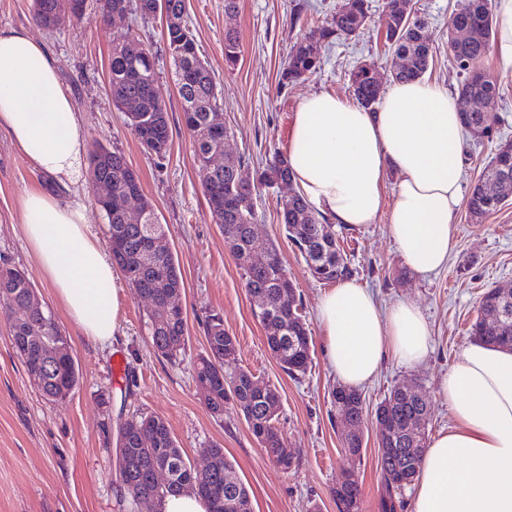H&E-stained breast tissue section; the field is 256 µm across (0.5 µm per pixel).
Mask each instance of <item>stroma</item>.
Listing matches in <instances>:
<instances>
[{"label":"stroma","instance_id":"stroma-1","mask_svg":"<svg viewBox=\"0 0 512 512\" xmlns=\"http://www.w3.org/2000/svg\"><path fill=\"white\" fill-rule=\"evenodd\" d=\"M342 0H186L187 20L203 57L210 63L223 98L224 123L231 132L227 152L265 165L285 153L292 116L307 96L328 92L351 98L349 73L373 65L389 83L394 53L385 41L384 0H370L371 15L355 38L323 48L320 73L278 91V74L303 30L304 20L330 16ZM458 0H410L411 15L426 24L432 61L428 81L456 91L461 75L448 58V20ZM0 27L28 31L55 59L62 86L81 112L88 144L121 149L140 177L145 196L157 210L166 242L184 279L182 305L188 340L178 360L154 353L145 303L129 287L119 292L117 332L109 346L86 339L55 297L24 233L22 202L26 193L47 190L49 175L36 169L0 132V266L23 270L43 305L67 336L79 368V384L64 401L44 400L28 380L25 366L9 339L12 313L0 306V512H121L122 489L112 464L117 425L141 415L162 418L186 458L202 464V450L220 445L234 463L251 500L252 512H338L332 490L347 470L362 484L359 512H382L383 479L372 422L362 428L363 453L352 459L343 447L348 430L336 415L333 393L338 381L324 352L317 306L327 283L308 271L285 237L277 216L291 193L288 186L262 189L256 199V231L279 249L297 286L311 330V363L305 375L285 373L266 345V330L253 313L241 272L218 224L212 220L195 164L190 136L182 123V103L171 71V54L160 19L130 17L103 24L94 19L49 32L33 19L32 0H0ZM237 32L240 53L234 67L224 63V34ZM135 39L156 57L157 91L169 116L170 149L165 159L146 155L112 104L109 62L120 36ZM482 68L500 83L488 110L495 119L492 138L465 137L462 195H469L499 140H512V66L488 52ZM456 247L444 267L425 278L404 273L389 231V214L375 223L342 227L344 248L355 278L381 308L401 300L422 310L430 329V353L406 366L386 359L380 373L361 387L367 410L388 390L415 381L429 403V435L448 430L453 419L439 396V382L459 351L470 344L468 329L480 312L487 288L512 284V200L482 220L459 206L453 221ZM219 312L226 331L237 339L234 368L252 372L280 395L277 425L296 453L291 470L267 460L244 418L226 408L215 420L193 378L194 365L206 351L210 311ZM125 356L121 383L111 374L115 352Z\"/></svg>","mask_w":512,"mask_h":512}]
</instances>
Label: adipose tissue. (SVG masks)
Wrapping results in <instances>:
<instances>
[{
  "mask_svg": "<svg viewBox=\"0 0 512 512\" xmlns=\"http://www.w3.org/2000/svg\"><path fill=\"white\" fill-rule=\"evenodd\" d=\"M0 128L61 189L85 183L86 128L61 86L45 46L0 28ZM286 160L292 181L328 222L375 223L389 230L403 265L426 277L445 265L456 242L463 123L456 96L418 78L392 83L377 108L329 93L304 98L293 115ZM395 175L392 205L383 189ZM24 235L42 271L84 336L100 345L116 333L119 278L90 232L82 197L33 191L23 199ZM326 354L339 382L356 389L393 357L416 365L429 328L418 306L381 309L355 279L318 304ZM456 425L425 448L412 512H512V352L466 345L439 385Z\"/></svg>",
  "mask_w": 512,
  "mask_h": 512,
  "instance_id": "adipose-tissue-1",
  "label": "adipose tissue"
}]
</instances>
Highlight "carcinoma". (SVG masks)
<instances>
[{"mask_svg":"<svg viewBox=\"0 0 512 512\" xmlns=\"http://www.w3.org/2000/svg\"><path fill=\"white\" fill-rule=\"evenodd\" d=\"M71 0H36L34 17L40 24L48 14L58 16L60 25L79 23L86 14L70 8ZM130 10L141 19L156 17L157 0H130ZM173 22L165 24V39L175 65V82L182 100L185 128L190 136L193 153L215 143L209 126V109L220 107L214 73L209 62L199 52L186 20L185 0H165ZM388 15L386 39L393 52L402 55L407 65L393 73V81H410L424 75L429 67V43L424 26L410 19L398 5V0H385ZM369 10L367 0H346L331 17L308 26V32L296 41L278 76V86L285 89L305 79L321 68V48L335 41L359 35L367 25ZM448 26H466L475 29L474 40H456L448 43L454 65L464 80L458 91L464 127L474 123L482 126L483 133H492L494 119L485 110L487 102L499 96V85L481 69L491 37L495 33L492 0H460L459 8L452 14ZM239 36L235 32L224 34V61L236 62L239 54ZM151 51L142 57L126 55L117 45L112 51L109 83L112 104L132 99L138 103L137 111L150 117L147 123L135 122L125 117L142 150L158 158L169 150V122L165 102L157 95L155 85L159 78L157 69L151 67ZM354 95L359 104L371 108L381 95V87L372 66L362 64L350 75ZM248 160L235 159L213 181L203 183L209 213L219 224L237 265L243 271L245 287L255 307V314L262 325L276 322L280 335L266 336V343L279 360L282 369L292 377L306 373L310 363L312 337L302 314V300L296 286L288 277L276 247L258 237L255 232L254 200L262 187L291 183L285 156L277 154L266 165L248 173ZM131 170L124 153L118 148L96 144L89 156L88 184L98 188L104 181L112 185V194H121L127 187V173ZM247 173L242 178L240 173ZM493 175L499 186L492 191L476 183L469 195L467 207L474 219H481L512 198V141L499 142L496 152L484 168L481 178ZM106 221V246L112 264L119 270L137 295L149 303L151 345L164 357L174 359L184 349L186 318L169 315L165 300L172 294L184 291V280L173 253L155 259L162 275L154 276L152 268L145 265L141 247V231L137 224H126L117 212H108L107 203L96 201ZM281 224L287 238L297 248L311 274L325 283H335L353 275L354 269L341 247L339 235L325 218L314 211L298 192L288 197L280 212ZM267 250L272 263L257 268L250 263L252 250ZM32 283L17 268H0V305L14 306L23 313H15L10 326V339L23 363L40 359L49 361V371L37 378L32 385L49 402L67 398L79 383V369L70 350L60 351L58 345L67 341L54 321H44L49 313L39 314L28 308ZM474 340L487 345L512 350V320L498 326L476 319L470 328ZM206 352L194 367V379L207 387L204 395L206 407L216 418L224 416V407L233 403L242 414L259 446L269 456L284 455L287 468H292L295 454L288 448L277 426L278 413L273 406L280 405L276 389L260 382L243 369L230 374L237 352L236 338L224 330L220 314L210 315L206 330ZM399 386H394L379 403L388 416L397 422H407L413 415L423 419L414 428L401 432L389 445L391 451L379 455V465L384 480L383 512H397L402 506L403 492L412 485L419 471L422 453L412 454L409 448L419 443L426 447L429 407L421 390L412 397L394 398ZM334 403L338 415L351 419L359 428L366 417L364 401L358 392L341 387L335 391ZM153 428L156 442L146 446L141 442L140 430L144 425ZM116 448L121 457L116 459L117 473L124 490L121 507L124 512H136L137 500L151 495L157 502L172 494L191 489L209 504L210 512H251L247 489L238 477L235 466L224 456V449L214 445L203 449L208 464L201 468L185 458L176 439L162 419L155 416L132 418L118 427ZM166 462L174 466L169 483L158 487L150 481L154 465ZM362 494L359 478L348 475L336 484L333 496L338 512H358Z\"/></svg>","mask_w":512,"mask_h":512,"instance_id":"1","label":"carcinoma"}]
</instances>
